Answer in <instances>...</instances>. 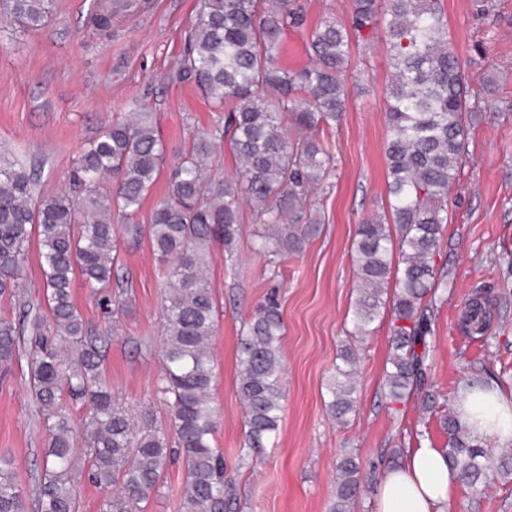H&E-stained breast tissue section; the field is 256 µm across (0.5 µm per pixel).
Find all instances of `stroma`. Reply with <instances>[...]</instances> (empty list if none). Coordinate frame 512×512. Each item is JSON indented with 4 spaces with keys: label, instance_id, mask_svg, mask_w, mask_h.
I'll return each mask as SVG.
<instances>
[{
    "label": "stroma",
    "instance_id": "obj_1",
    "mask_svg": "<svg viewBox=\"0 0 512 512\" xmlns=\"http://www.w3.org/2000/svg\"><path fill=\"white\" fill-rule=\"evenodd\" d=\"M304 21L290 29L283 66L308 64L310 34L323 18L348 23L352 0H297ZM197 0H135L112 20L97 23L101 0H55L39 30L0 21V151L41 171L39 189L52 195L71 184L74 160L113 118L151 113L167 160L188 148L198 129L224 115L212 111L193 83L168 82ZM448 40L480 111L467 131V161L448 194V222L434 258L446 287L431 302L428 356L415 395L399 403L387 395L391 320L382 316L355 344L356 410L346 423L331 415L326 385L346 343L356 299L351 251L359 224L388 211L384 97L391 78L382 30L354 39L346 72L351 88L340 123L328 131L335 168L316 198L320 234L273 267L259 254L251 213H244L232 251L215 247L211 280L219 310L211 342L213 401L220 420L214 442L236 478L235 512H328L336 489V461L353 452L363 470L385 476L393 451L418 442L445 448L448 436L426 396L455 404L466 382L482 379L512 395V0H442ZM113 298H131L129 312L109 313L98 294L75 279L72 299L100 336L103 370L137 420L168 428L169 412L155 392L162 375L163 266L148 236L120 240ZM284 323L281 420L263 453L249 455L244 406L238 395L237 346L244 323L270 292ZM44 279L37 244H30L14 295L0 296V319L16 322L29 343L34 317L51 333L43 306ZM486 303L484 330L469 333L466 302ZM27 357L0 369V456L10 460L20 488L34 499L46 430L28 388ZM182 459H172L145 512H181ZM446 512H512V480L498 479L484 495L455 483Z\"/></svg>",
    "mask_w": 512,
    "mask_h": 512
}]
</instances>
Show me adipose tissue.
<instances>
[{"label": "adipose tissue", "instance_id": "1", "mask_svg": "<svg viewBox=\"0 0 512 512\" xmlns=\"http://www.w3.org/2000/svg\"><path fill=\"white\" fill-rule=\"evenodd\" d=\"M480 436L503 445L512 441V397L492 386L468 392L459 408ZM455 477L445 452L419 443L389 470L376 499V512H445Z\"/></svg>", "mask_w": 512, "mask_h": 512}]
</instances>
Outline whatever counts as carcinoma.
I'll use <instances>...</instances> for the list:
<instances>
[{
  "label": "carcinoma",
  "instance_id": "cac0c4a2",
  "mask_svg": "<svg viewBox=\"0 0 512 512\" xmlns=\"http://www.w3.org/2000/svg\"><path fill=\"white\" fill-rule=\"evenodd\" d=\"M5 16L24 31L42 28L54 0H0ZM381 0H353L350 26L324 18L313 31L312 62L289 70L277 62L283 37L302 20L296 0H198L196 17L168 79L192 81L224 127L197 133L170 167L169 191L154 208L149 239L167 266L162 302L163 374L157 393L170 410L178 447L146 421L138 422L119 402L102 370L97 337L71 295L75 276L91 288H106L118 260L114 216L135 238V215L163 169L165 150L145 112L118 117L74 160L78 194L37 193V174L0 152V295L13 291L33 232H38L45 303L55 335L35 332L28 351L29 388L47 431L45 465L37 491V512H79L76 475H87L107 491L99 512H143L157 492L171 457L184 462L183 512H231L235 477L214 446L217 411L212 404L214 365L210 342L217 305L208 276L214 245L230 251L250 207L268 263L301 251L320 232L314 191L331 175L333 155L322 138L338 124L349 98L345 73L349 31L375 29ZM385 37L392 74L386 89L389 139L385 159L390 216L358 226L353 243L357 300L349 336L370 335L386 305L392 254L399 251L402 275L392 304L391 370L388 395L409 398L420 382L430 332L427 297L445 284L436 273L448 223V193L463 161L467 130L463 114L473 112L457 53L443 32L442 0H387ZM231 133L238 173L206 178L210 163ZM486 310L473 300L464 322L483 328ZM284 333L277 302L259 304L238 345V391L244 404L249 448L260 451L276 433L282 410ZM21 351L20 333L0 320V367ZM329 379V409L346 421L355 411V356L351 345ZM88 408L84 446L75 447L71 409ZM448 435V464L455 478L472 488L494 476L512 475V446L500 453L446 407L439 415ZM329 512H351L363 483L358 457L345 454ZM0 512H28L9 461L0 459Z\"/></svg>",
  "mask_w": 512,
  "mask_h": 512
}]
</instances>
